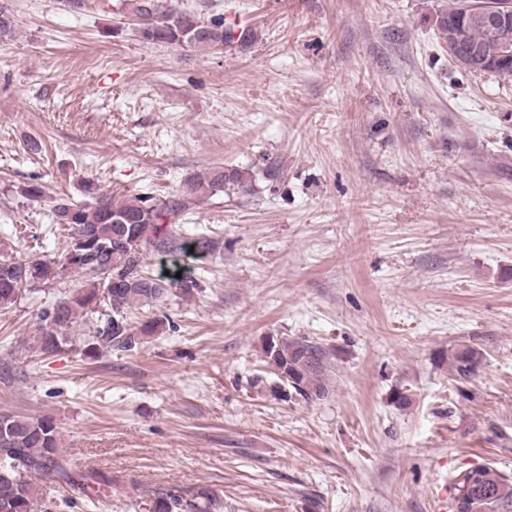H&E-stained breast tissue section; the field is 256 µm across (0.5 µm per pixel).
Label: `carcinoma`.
<instances>
[{"label":"carcinoma","mask_w":512,"mask_h":512,"mask_svg":"<svg viewBox=\"0 0 512 512\" xmlns=\"http://www.w3.org/2000/svg\"><path fill=\"white\" fill-rule=\"evenodd\" d=\"M134 13L143 20L141 36L147 41L188 45L199 49L224 46L235 40L246 48L256 41V32L245 29L233 38L234 28L222 20L205 23L178 8L160 10L158 0H133ZM463 0H444L436 18L438 38L453 49L458 47L459 28L467 26L461 14ZM16 33L14 15L0 4V43ZM493 32L480 25L468 26L466 44H486ZM254 179L245 168H205L185 180L178 197L150 204L142 197L117 200L86 185L93 201L84 205L61 198L54 205L55 221L71 229L67 248L57 258L31 259L7 250L0 251V309L17 303L21 290L36 284L57 282L70 274L86 281L55 302L54 318L42 313L37 342L43 354H54L75 342L74 333L85 317L100 316L94 335L81 342L80 352L97 358L105 350H132L140 338L152 336L162 323L146 321L135 326L132 310L148 306L169 289L188 294L195 288L189 277H176L178 265L154 277L143 270V249L150 243L165 244L168 226L195 200L228 194L250 195ZM262 361L270 367L288 394L308 402L328 398L329 362L319 345L268 337L262 347ZM451 373L469 381L484 361L483 352L471 345H459L448 354ZM0 434V512H32L36 499L34 480L48 476L58 479L94 502L112 494L118 480L112 472L75 470L62 454L58 428L50 417L33 418L8 413ZM453 501L463 500L467 512H512V480L489 466L466 469L454 484ZM145 512H223L224 500L212 489L184 490L169 487L150 490L146 498L131 500Z\"/></svg>","instance_id":"carcinoma-1"}]
</instances>
